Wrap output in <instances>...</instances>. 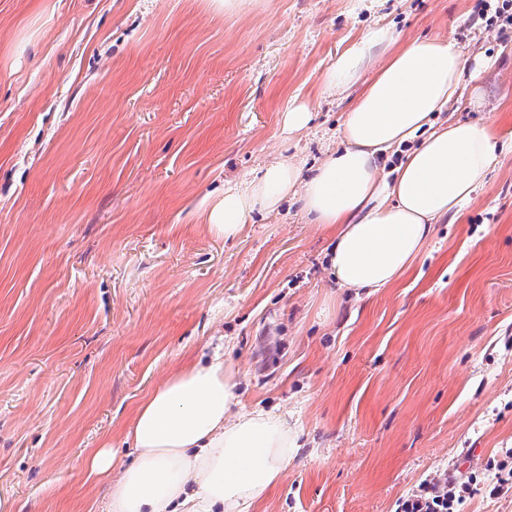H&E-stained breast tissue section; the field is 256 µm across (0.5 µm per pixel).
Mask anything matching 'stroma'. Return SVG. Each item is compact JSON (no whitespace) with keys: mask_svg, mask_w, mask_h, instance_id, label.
Listing matches in <instances>:
<instances>
[{"mask_svg":"<svg viewBox=\"0 0 512 512\" xmlns=\"http://www.w3.org/2000/svg\"><path fill=\"white\" fill-rule=\"evenodd\" d=\"M0 0V512H97L85 465H119L137 407L223 353L241 408L299 447L253 512H395L424 479L475 478L459 512H512V148L408 274L369 294L325 272L297 201L234 238L203 214L286 156L341 146L346 39H454L488 59L484 107L438 121L512 131V39L480 0ZM304 107L307 128L284 115Z\"/></svg>","mask_w":512,"mask_h":512,"instance_id":"35a3bbf8","label":"stroma"}]
</instances>
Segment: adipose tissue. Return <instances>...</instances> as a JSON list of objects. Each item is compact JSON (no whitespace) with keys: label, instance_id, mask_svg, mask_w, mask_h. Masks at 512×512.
I'll return each instance as SVG.
<instances>
[{"label":"adipose tissue","instance_id":"obj_1","mask_svg":"<svg viewBox=\"0 0 512 512\" xmlns=\"http://www.w3.org/2000/svg\"><path fill=\"white\" fill-rule=\"evenodd\" d=\"M376 58L380 66L363 79ZM486 67L450 40L364 30L324 76L330 89L362 86L341 129L343 150L310 176L283 157L225 188L205 214L209 228L236 236L256 206L273 210L294 197L328 232V274L339 286L370 293L392 286L435 224L486 183L496 131L469 121L434 124L463 88L480 103ZM406 142L411 148L394 178L383 180L378 156ZM234 376L233 363L217 354L174 369L137 408L128 430L136 455L120 475L112 473L111 446L91 451L87 464L107 485L104 512H252L278 484L297 432L280 414L239 409Z\"/></svg>","mask_w":512,"mask_h":512}]
</instances>
